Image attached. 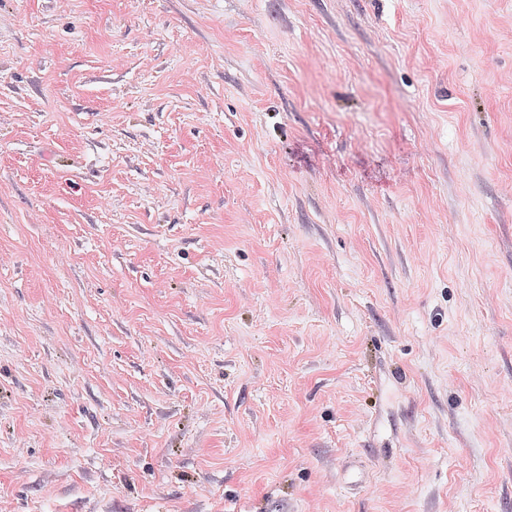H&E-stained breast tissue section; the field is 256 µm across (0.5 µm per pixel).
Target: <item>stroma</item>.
Instances as JSON below:
<instances>
[{"label": "stroma", "mask_w": 512, "mask_h": 512, "mask_svg": "<svg viewBox=\"0 0 512 512\" xmlns=\"http://www.w3.org/2000/svg\"><path fill=\"white\" fill-rule=\"evenodd\" d=\"M512 512V0H0V512Z\"/></svg>", "instance_id": "1"}]
</instances>
